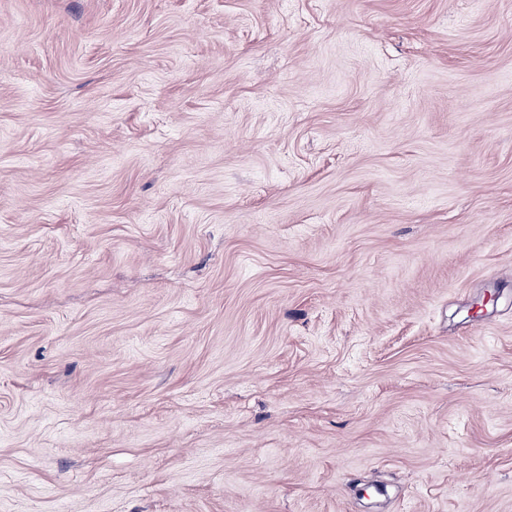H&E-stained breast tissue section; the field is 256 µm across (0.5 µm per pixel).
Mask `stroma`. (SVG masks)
<instances>
[{
	"instance_id": "obj_1",
	"label": "stroma",
	"mask_w": 512,
	"mask_h": 512,
	"mask_svg": "<svg viewBox=\"0 0 512 512\" xmlns=\"http://www.w3.org/2000/svg\"><path fill=\"white\" fill-rule=\"evenodd\" d=\"M0 512H512V0H0Z\"/></svg>"
}]
</instances>
